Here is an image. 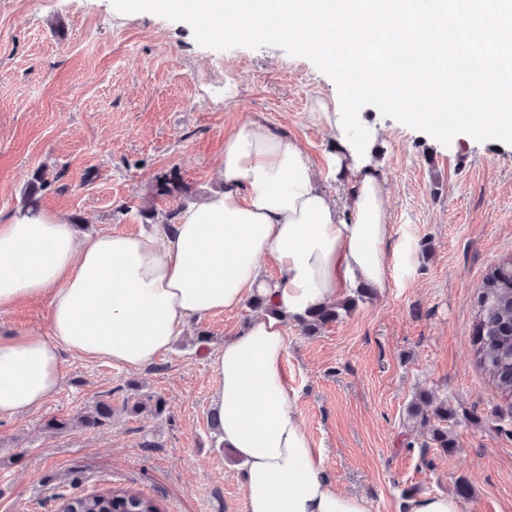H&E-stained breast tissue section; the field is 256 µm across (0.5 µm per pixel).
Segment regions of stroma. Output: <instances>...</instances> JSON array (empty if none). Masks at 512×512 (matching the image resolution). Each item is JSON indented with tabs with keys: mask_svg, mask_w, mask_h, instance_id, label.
Masks as SVG:
<instances>
[{
	"mask_svg": "<svg viewBox=\"0 0 512 512\" xmlns=\"http://www.w3.org/2000/svg\"><path fill=\"white\" fill-rule=\"evenodd\" d=\"M338 95L306 58L279 48L201 47L191 27L112 0H0V219L24 206L37 172L39 208L79 234L137 232L220 191L216 158L239 125L258 121L298 140L320 187L348 206L349 176L327 165L335 136L312 115ZM393 232L390 288L372 290L315 335L288 326L293 409L326 475L371 512L456 492L463 512H512V398L477 365L474 298L488 269L512 256V145L428 134L363 107ZM176 176L183 189L159 196ZM50 301L0 316V333L47 332ZM242 306L192 321L139 370L63 356V380L42 407L0 417V512H60L69 498L130 489L162 512H247L241 465L210 426L213 356L240 333ZM445 402L456 450L426 447L412 415L419 394ZM153 395L155 417L125 411ZM112 421L80 418L96 401ZM68 429H49L50 420ZM112 419V404L110 401H97L94 408L83 416L82 425L87 428H99L107 425Z\"/></svg>",
	"mask_w": 512,
	"mask_h": 512,
	"instance_id": "35a3bbf8",
	"label": "stroma"
}]
</instances>
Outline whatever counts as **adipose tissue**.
Wrapping results in <instances>:
<instances>
[{"instance_id": "obj_1", "label": "adipose tissue", "mask_w": 512, "mask_h": 512, "mask_svg": "<svg viewBox=\"0 0 512 512\" xmlns=\"http://www.w3.org/2000/svg\"><path fill=\"white\" fill-rule=\"evenodd\" d=\"M315 115L335 130L334 173L351 176L345 220L316 185L295 139L257 121L224 142L223 191L136 233L81 235L47 210L0 221V312L49 297L48 333L0 334V416L40 408L58 391L62 352L132 370L168 350L187 323L261 297L255 316L214 360L210 411L243 467L248 512H370L341 491L292 408L288 323L363 285L388 286L391 236L370 138L351 135L336 102ZM274 260L276 277L264 271Z\"/></svg>"}]
</instances>
